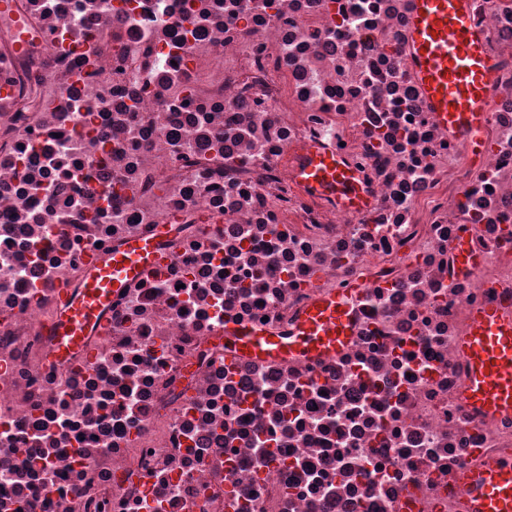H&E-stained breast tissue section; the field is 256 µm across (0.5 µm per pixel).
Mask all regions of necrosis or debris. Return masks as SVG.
<instances>
[{
  "label": "necrosis or debris",
  "instance_id": "obj_1",
  "mask_svg": "<svg viewBox=\"0 0 512 512\" xmlns=\"http://www.w3.org/2000/svg\"><path fill=\"white\" fill-rule=\"evenodd\" d=\"M412 0H9L0 11V512H465L512 455L463 402L475 309H512V0H473L497 76L472 166L415 83ZM340 150L360 215L292 168ZM169 222L89 362L44 327L85 257ZM469 233L482 255L456 266ZM360 285L335 356L263 362ZM455 258L461 271L472 270L481 262V257L470 248L469 235L466 232L461 234L456 241ZM360 288L353 284L313 301L288 334L252 325L225 324L224 346L235 354L279 362L293 357L319 361L335 355L355 335L351 301Z\"/></svg>",
  "mask_w": 512,
  "mask_h": 512
}]
</instances>
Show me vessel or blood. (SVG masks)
I'll use <instances>...</instances> for the list:
<instances>
[{
    "label": "vessel or blood",
    "mask_w": 512,
    "mask_h": 512,
    "mask_svg": "<svg viewBox=\"0 0 512 512\" xmlns=\"http://www.w3.org/2000/svg\"><path fill=\"white\" fill-rule=\"evenodd\" d=\"M470 13L471 0H413L408 50L412 74L432 111L449 131L466 134L469 154L476 158L483 151V104L496 69L486 37L472 24ZM293 175L313 195L333 199L350 212H364L370 205L360 171L336 150L310 147ZM170 232L169 224L156 225L152 234L128 239L108 257L84 261L78 286L65 289L49 326V363L63 367L89 357L88 339L104 335L113 297L159 263ZM455 258L463 271L480 263L468 234L458 237ZM357 291L353 285L319 297L284 334L225 325L224 345L239 356L270 362L322 360L354 336L351 301ZM460 351L468 404L481 416L512 417V315L493 305L476 309ZM459 483L469 512H512L511 455L476 472L462 471Z\"/></svg>",
    "instance_id": "obj_1"
}]
</instances>
